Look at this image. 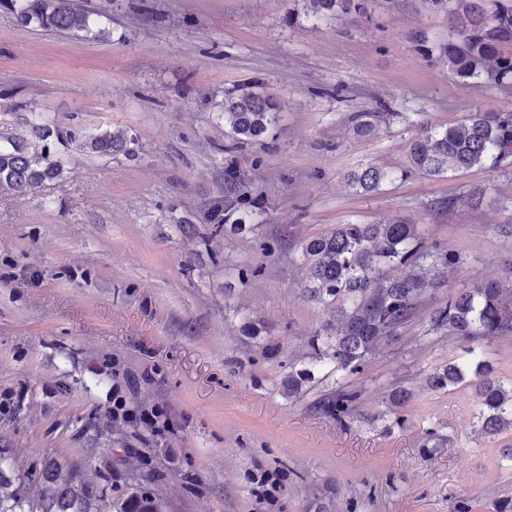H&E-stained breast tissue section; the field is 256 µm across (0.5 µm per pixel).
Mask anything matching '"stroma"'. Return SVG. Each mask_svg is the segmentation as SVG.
Masks as SVG:
<instances>
[{"label": "stroma", "instance_id": "obj_1", "mask_svg": "<svg viewBox=\"0 0 512 512\" xmlns=\"http://www.w3.org/2000/svg\"><path fill=\"white\" fill-rule=\"evenodd\" d=\"M80 3L109 15L108 37L23 29L0 8V131L23 133L36 112L86 135L121 129L140 144L130 160L72 153L64 182L0 195V402H9L0 452L21 489L33 493L31 475L52 459L83 467L113 498L143 490L167 512H451L461 498L471 512H495L512 498L501 462L512 438L478 434L468 385L427 388L461 347L424 327L450 289L512 271V237L496 231L512 222V164L413 175L370 195L346 181L369 164L403 167L420 124L512 109L511 92L418 52L413 34L446 38L447 15L404 0H360V12L318 24L302 0ZM252 77L284 112L273 141L236 154L266 221L215 238L195 218L224 193L218 114ZM380 99L394 118L357 135L349 114ZM449 196L448 214L430 211ZM396 219L425 225L465 264L449 283L426 284L424 307L397 340L349 378L364 419L344 425L312 408L333 380L297 398L285 392L289 367L310 361L329 318L302 295L297 243ZM183 220L194 237L181 233ZM283 232L287 243L262 253ZM233 264L264 271L243 284ZM399 388L412 393L400 426L390 403ZM118 397L135 412L163 409L167 428L113 417ZM432 428L439 441H429ZM103 453L110 466L100 471Z\"/></svg>", "mask_w": 512, "mask_h": 512}]
</instances>
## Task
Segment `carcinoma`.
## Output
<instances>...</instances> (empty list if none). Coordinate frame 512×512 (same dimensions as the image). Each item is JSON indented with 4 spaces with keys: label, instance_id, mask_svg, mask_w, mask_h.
<instances>
[{
    "label": "carcinoma",
    "instance_id": "carcinoma-1",
    "mask_svg": "<svg viewBox=\"0 0 512 512\" xmlns=\"http://www.w3.org/2000/svg\"><path fill=\"white\" fill-rule=\"evenodd\" d=\"M419 7L448 15V39L432 43L418 34L414 41L424 58L438 61L453 74L487 88L512 90V0H412ZM311 22L337 19L351 10L354 0H303ZM19 24L44 30L98 38L107 30L94 13L77 0H8ZM224 205L204 214L218 235L223 224L244 215L264 223L260 198L246 190L236 167L235 153L248 143L264 144L281 121L280 105L269 94L241 89L224 96ZM394 116L391 106L378 103L371 112H354L351 123L360 134L379 131ZM31 138L0 132V193L25 196L43 192L69 173L64 151L70 147L115 158L137 151L134 137L124 131L79 136L77 133L29 120ZM512 157V110L472 112L450 127L421 126L411 140L407 162L398 171L368 165L348 174L358 193L372 194L398 178L412 174L444 178L449 173L497 164ZM308 264L304 294L308 301H336L332 319L313 336L311 365L288 371V396H295L319 375L336 377V389L318 409L338 420L357 415V394L344 380L363 373L368 355L399 331L421 306L423 264L435 279L459 274L463 257L438 243L428 244L419 224L405 221L338 224L326 234L298 243ZM398 271L391 276L389 272ZM427 333L468 343L466 356L430 375L432 390H446L470 381L482 434L492 437L512 431V381L494 375L483 359L479 342L512 337V289L499 281H480L448 294V301L427 319ZM14 464L0 454V512H163L162 503L142 490L125 494L114 506L106 492L92 485L79 468L46 463L33 478L36 490L22 495L13 489Z\"/></svg>",
    "mask_w": 512,
    "mask_h": 512
}]
</instances>
